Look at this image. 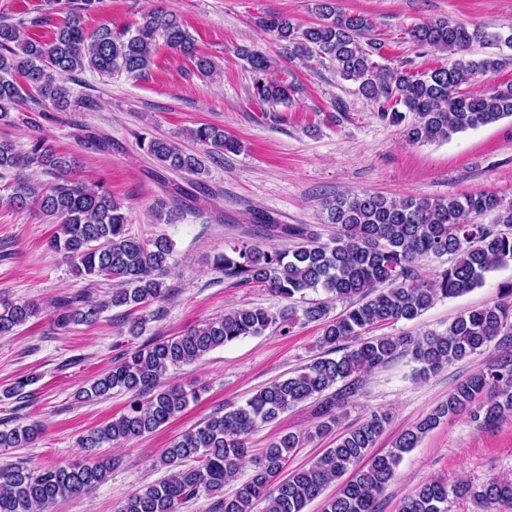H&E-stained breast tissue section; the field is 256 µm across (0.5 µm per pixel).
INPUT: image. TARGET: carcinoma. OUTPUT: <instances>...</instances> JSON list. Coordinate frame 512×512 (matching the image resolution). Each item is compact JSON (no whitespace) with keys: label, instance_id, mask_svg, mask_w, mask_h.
<instances>
[{"label":"carcinoma","instance_id":"obj_1","mask_svg":"<svg viewBox=\"0 0 512 512\" xmlns=\"http://www.w3.org/2000/svg\"><path fill=\"white\" fill-rule=\"evenodd\" d=\"M96 0H68V17L52 40L36 41L20 22L0 20V125L13 124L11 112L30 101L66 111L73 98L67 80L87 70L101 75L125 73L141 77L159 47L193 61L195 69L209 74L215 62L198 52L181 20L171 11L152 10L135 28L113 29L103 24L93 32L83 26L82 14ZM319 22L301 28L277 12L259 18L258 25L303 57L329 58L337 73L356 84V92L377 106L378 115L393 125H404L410 143L448 140L467 129L512 117V83L467 94L461 87L478 75L496 71L508 59L497 53L470 57L471 47L512 45L507 32L446 18L421 23L408 32L415 46L458 55L451 66L435 67L424 74L389 69L374 60L380 44L367 38L373 28L364 15L346 13L336 0H314ZM237 54L253 75L257 98L270 105L287 102L290 85L268 77L273 60L265 53L241 46ZM189 137L205 147L208 156L235 153L239 143L224 130L202 124ZM140 145L166 171L200 174V156L181 149L174 141L140 136ZM36 165L51 174L53 182L37 186L23 173ZM74 162L57 152L44 136L31 140L27 151L0 137V177L14 172L9 204L23 210L34 207L49 218L56 231L51 246L70 258L78 274L116 282L107 302L87 295H62L53 302L54 323L65 330L72 325L95 324L110 306L141 309L166 299L163 277L174 255L173 242L160 236L145 244L128 232L124 206L101 183H87L72 175ZM194 195L181 186L172 189L168 220L187 207ZM327 221L336 225L328 243L319 242L308 224H281L266 213L253 220L265 236L294 242L283 251L275 246L243 243L216 258L224 277L254 284L288 302L277 312L264 308L237 309L188 333L156 339L113 363L82 391L86 399L108 395L114 389L131 394L123 413L80 438L88 450L118 444L151 434L182 412L189 398L178 384H163L170 370L190 364L209 351L241 337L260 336L273 328L291 332L300 321L325 322L320 338L324 355L257 391L245 403L222 415L213 414L173 440L159 463L171 470L164 480L130 494L116 512H181L182 506L201 492L218 495L215 512H253L258 502L264 512H305L323 499L322 512H378L379 499L394 476L403 455L415 448L440 420L457 414L487 395L471 413L483 427L512 412V284L502 287L500 300L470 309L443 332L418 337L365 336L390 323L413 321L439 298L463 296L484 283L485 275L512 262V201L504 203L486 192L430 200L412 196L393 198L380 194L347 193L325 199ZM493 215L490 224L474 222ZM452 256L435 278H424L420 261ZM322 291L327 300L299 310L296 297ZM346 301L347 309L326 320L329 301ZM39 312L32 302L0 305V336L16 329ZM497 341L498 354L485 368L473 373L448 395V400L414 426L402 431L385 454L368 456L369 448L385 430L388 417L374 413L361 425L336 439V447L308 466L283 476L289 454L299 439L286 433L273 439L247 480H240L248 440L255 429L301 403L313 401L320 419V434L336 425L334 410L346 395L330 392L360 372L386 366L400 354H409L426 377ZM36 424H18L0 430V448H20L37 439ZM112 462L90 458L83 463L34 469L16 463L0 464V512H51L60 499L79 497L104 483ZM340 484L336 495L324 492ZM233 484L232 493L224 486ZM470 499L486 509L512 504V480L493 477L481 485L426 483L407 496L399 512H448L451 499Z\"/></svg>","mask_w":512,"mask_h":512}]
</instances>
